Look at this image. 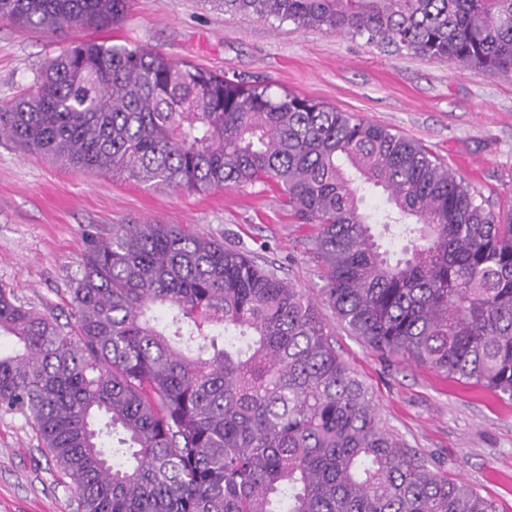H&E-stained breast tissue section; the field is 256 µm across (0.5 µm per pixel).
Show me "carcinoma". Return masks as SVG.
I'll return each mask as SVG.
<instances>
[{"label": "carcinoma", "mask_w": 512, "mask_h": 512, "mask_svg": "<svg viewBox=\"0 0 512 512\" xmlns=\"http://www.w3.org/2000/svg\"><path fill=\"white\" fill-rule=\"evenodd\" d=\"M512 76V0H217ZM130 0H0L21 30L105 29ZM64 168L203 192L274 183L316 228L321 295L366 346L512 400V211L349 112L161 53L84 41L0 105V137ZM386 195L381 218L362 211ZM74 324L0 287V411L76 512H497L379 418L309 295L178 224L88 240ZM125 456L115 464L117 453Z\"/></svg>", "instance_id": "obj_1"}]
</instances>
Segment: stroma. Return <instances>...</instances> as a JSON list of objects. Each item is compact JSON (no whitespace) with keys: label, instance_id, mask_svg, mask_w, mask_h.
<instances>
[{"label":"stroma","instance_id":"35a3bbf8","mask_svg":"<svg viewBox=\"0 0 512 512\" xmlns=\"http://www.w3.org/2000/svg\"><path fill=\"white\" fill-rule=\"evenodd\" d=\"M110 39L230 79L260 80L350 112L422 145L493 212L512 210V79L420 57L363 37L224 11L217 0H131L107 31H21L0 19V103L68 47ZM179 224L276 263L320 298L314 228L274 184L206 192L152 188L64 169L0 138V285L16 303L73 325L69 288L88 234L116 224ZM337 354L373 393L382 421L430 469L512 512V403L366 347L326 317ZM0 512H76L70 488L31 426L0 412Z\"/></svg>","mask_w":512,"mask_h":512}]
</instances>
